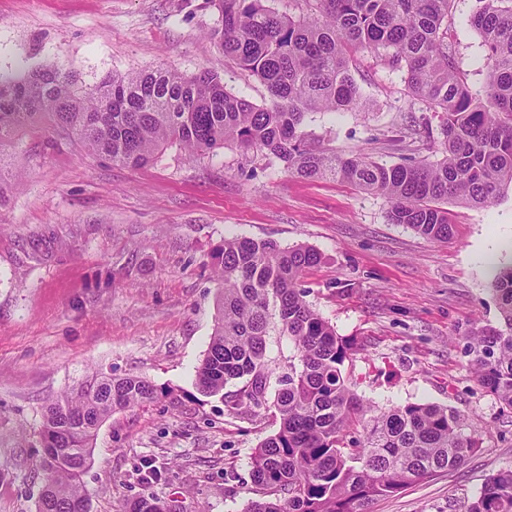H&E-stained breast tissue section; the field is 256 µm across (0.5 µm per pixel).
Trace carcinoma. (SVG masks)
<instances>
[{
  "label": "carcinoma",
  "instance_id": "cac0c4a2",
  "mask_svg": "<svg viewBox=\"0 0 512 512\" xmlns=\"http://www.w3.org/2000/svg\"><path fill=\"white\" fill-rule=\"evenodd\" d=\"M294 18L264 0H208L218 12L211 37L240 69L266 86L258 105L226 89L221 75H185L154 67L79 84L61 63L16 78L0 76V206L19 171L15 136L47 117L92 155L127 167L177 145L194 157L227 143L266 151L288 173L331 179L387 197L390 221L445 242L446 205L490 206L512 185V0H476L472 25L487 51L482 91L459 74L448 40L451 0H303ZM367 52L406 68L413 96L438 114L443 157L387 166L360 154L339 155L314 141L317 113L359 105L353 54ZM222 287L219 322L196 370V385L217 394L246 379L231 407L246 413L268 403L272 383L278 430L256 449L246 512H370L373 501L438 472L459 467L478 448L464 415L433 404L388 411L364 408L343 375L351 345L304 299L303 272L320 261L307 246L273 240H224L213 256ZM496 327L469 337L466 353L479 382L512 408V265L492 280ZM288 335L295 351L276 375L268 338ZM161 393L140 377L95 378L43 408L37 512H87L82 477L99 426L117 409ZM178 505L140 496L125 512H176ZM462 512H512V468L493 475Z\"/></svg>",
  "mask_w": 512,
  "mask_h": 512
}]
</instances>
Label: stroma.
Masks as SVG:
<instances>
[{
	"label": "stroma",
	"instance_id": "1",
	"mask_svg": "<svg viewBox=\"0 0 512 512\" xmlns=\"http://www.w3.org/2000/svg\"><path fill=\"white\" fill-rule=\"evenodd\" d=\"M472 6L451 0L448 35L480 91L487 52ZM217 19L207 0H0V73L60 62L90 84L148 67L207 69L268 103L211 39ZM351 71L361 105L308 124L323 146L386 165L441 159L436 139L421 138L414 153L399 140L403 128L438 123L405 69L359 52ZM16 162L22 178L0 207V512H37L42 409L96 375L143 377L165 393L100 426L83 477L89 512H123L148 494L181 512H245L252 455L279 417L232 409L242 380L216 395L195 386L216 325L213 255L235 237L321 254L300 285L352 344L344 371L365 404L447 406L476 429L464 465L378 498L371 512H459L512 467V409L481 386L465 352L472 331L499 320L487 256L512 263L511 188L488 207L449 201L453 233L434 242L391 223L382 196L289 174L230 144L195 158L172 146L130 168L40 124L19 136Z\"/></svg>",
	"mask_w": 512,
	"mask_h": 512
}]
</instances>
